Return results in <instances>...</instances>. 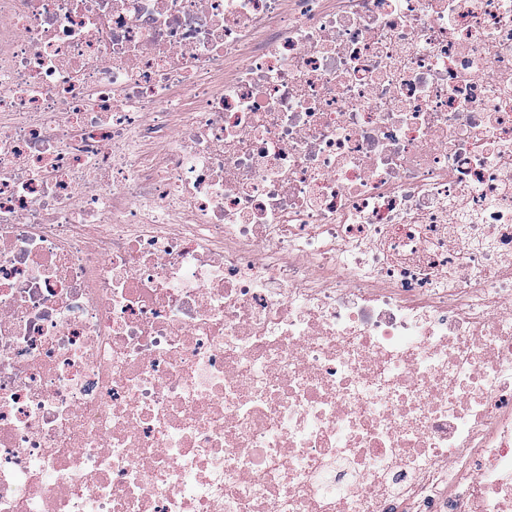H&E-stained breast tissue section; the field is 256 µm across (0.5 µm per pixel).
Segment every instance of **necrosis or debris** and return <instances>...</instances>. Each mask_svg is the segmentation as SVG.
I'll return each mask as SVG.
<instances>
[{
	"mask_svg": "<svg viewBox=\"0 0 512 512\" xmlns=\"http://www.w3.org/2000/svg\"><path fill=\"white\" fill-rule=\"evenodd\" d=\"M0 512H512V0H0Z\"/></svg>",
	"mask_w": 512,
	"mask_h": 512,
	"instance_id": "obj_1",
	"label": "necrosis or debris"
}]
</instances>
